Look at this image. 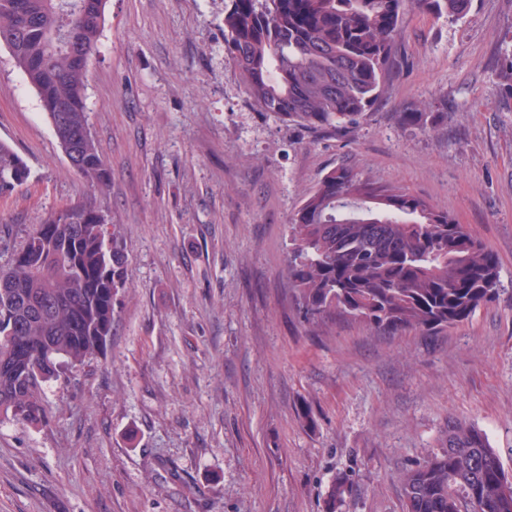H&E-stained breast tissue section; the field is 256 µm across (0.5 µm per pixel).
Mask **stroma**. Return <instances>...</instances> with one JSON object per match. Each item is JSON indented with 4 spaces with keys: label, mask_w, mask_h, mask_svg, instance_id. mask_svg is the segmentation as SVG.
I'll use <instances>...</instances> for the list:
<instances>
[{
    "label": "stroma",
    "mask_w": 512,
    "mask_h": 512,
    "mask_svg": "<svg viewBox=\"0 0 512 512\" xmlns=\"http://www.w3.org/2000/svg\"><path fill=\"white\" fill-rule=\"evenodd\" d=\"M225 0H108L87 66L96 189L62 153L0 47V140L30 177L0 198V268L44 216L100 199L129 259L104 352L42 386L44 423L0 421V512H404L400 475L449 419L482 428L512 475V0L460 22L411 9L401 64L345 132L248 100ZM446 114L427 131L399 114ZM426 200L497 256L500 290L427 336L357 322L310 332L288 288V224L330 169ZM433 102L421 103L407 112H401L402 123L408 127L428 129L443 115Z\"/></svg>",
    "instance_id": "35a3bbf8"
}]
</instances>
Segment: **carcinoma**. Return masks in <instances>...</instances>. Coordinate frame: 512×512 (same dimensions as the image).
Wrapping results in <instances>:
<instances>
[{
	"label": "carcinoma",
	"instance_id": "obj_1",
	"mask_svg": "<svg viewBox=\"0 0 512 512\" xmlns=\"http://www.w3.org/2000/svg\"><path fill=\"white\" fill-rule=\"evenodd\" d=\"M108 0H0V46L36 92L74 169L104 192L110 171L91 134L87 64ZM472 0H227L224 48L250 101L286 122L336 131L367 114L395 65L403 15L458 21ZM432 102L402 113L426 129ZM29 177L0 141V198ZM94 202L49 212L0 269V416L45 419L41 384L95 357L127 287L122 238ZM287 277L312 331L354 321L389 334L438 335L494 299L495 254L425 200L329 170L288 225ZM405 512H512V480L475 424L450 420L440 448L401 476ZM349 482L332 484L337 512Z\"/></svg>",
	"mask_w": 512,
	"mask_h": 512
}]
</instances>
